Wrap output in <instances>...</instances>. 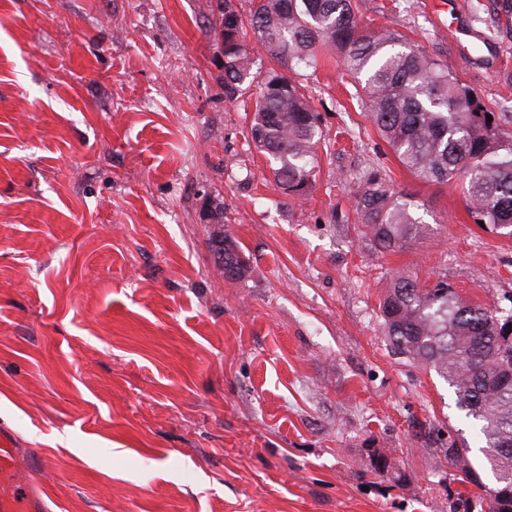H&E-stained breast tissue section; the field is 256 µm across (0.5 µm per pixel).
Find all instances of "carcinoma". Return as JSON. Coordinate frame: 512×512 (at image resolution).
<instances>
[{
	"label": "carcinoma",
	"instance_id": "cac0c4a2",
	"mask_svg": "<svg viewBox=\"0 0 512 512\" xmlns=\"http://www.w3.org/2000/svg\"><path fill=\"white\" fill-rule=\"evenodd\" d=\"M249 4L246 11L242 0H210L217 52L224 57L217 80L224 100L251 113L248 145L267 156L281 197L304 200L316 183L326 134L308 87L293 73L317 69L329 50L399 164L424 183L461 186L473 223L512 238V131L502 128L500 116L487 120L489 110L474 88L398 30L360 26L357 0ZM250 33L268 66L258 65ZM354 211L365 236L385 251L428 232L418 205L380 168L361 177ZM212 219L211 241H226L243 257L224 229L223 204H215ZM379 313L392 353L432 368L453 388L457 407L478 422L495 488L485 498H465L464 512H512V374H487V365L512 360V337L497 329L512 313L466 304L443 281L424 288L404 271L393 275Z\"/></svg>",
	"mask_w": 512,
	"mask_h": 512
}]
</instances>
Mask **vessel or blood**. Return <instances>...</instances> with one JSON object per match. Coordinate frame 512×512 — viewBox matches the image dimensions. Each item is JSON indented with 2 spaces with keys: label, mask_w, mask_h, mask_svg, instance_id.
<instances>
[{
  "label": "vessel or blood",
  "mask_w": 512,
  "mask_h": 512,
  "mask_svg": "<svg viewBox=\"0 0 512 512\" xmlns=\"http://www.w3.org/2000/svg\"><path fill=\"white\" fill-rule=\"evenodd\" d=\"M42 467L0 437V512H51Z\"/></svg>",
  "instance_id": "b4317fda"
}]
</instances>
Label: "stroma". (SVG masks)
<instances>
[{"label": "stroma", "instance_id": "35a3bbf8", "mask_svg": "<svg viewBox=\"0 0 512 512\" xmlns=\"http://www.w3.org/2000/svg\"><path fill=\"white\" fill-rule=\"evenodd\" d=\"M458 3L359 18L512 116V12ZM208 5L0 0V434L45 460L57 512H463L448 436L475 428L391 352L379 302L402 269L512 312V239L397 162L330 55L308 84L332 148L308 199L279 197L216 81ZM371 166L421 203L425 239L364 236ZM209 199L244 281L214 267ZM212 219L215 220V223L212 224L214 226V231L211 237V243L218 240L219 242L227 241L229 243V249H233L239 258L243 257L244 254L242 252V249L238 243V241L234 238V236L231 234V232L228 229H225L224 231V206L221 203H216L213 209V216ZM241 267V273L238 275L237 278H227L224 273V264H227V262H222L219 260L215 261L216 268L218 271L224 273V279L225 281L229 283L234 282H240L242 280H245L250 275V265L245 260Z\"/></svg>", "mask_w": 512, "mask_h": 512}]
</instances>
